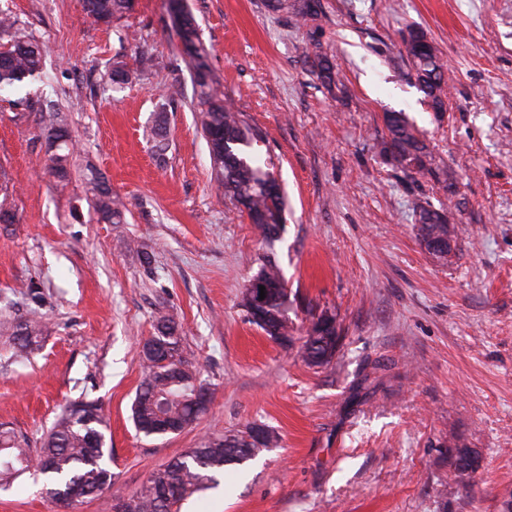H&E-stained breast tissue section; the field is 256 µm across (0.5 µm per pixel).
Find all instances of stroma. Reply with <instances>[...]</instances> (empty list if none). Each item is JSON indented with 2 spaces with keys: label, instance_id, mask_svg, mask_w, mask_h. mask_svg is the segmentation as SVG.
Listing matches in <instances>:
<instances>
[{
  "label": "stroma",
  "instance_id": "35a3bbf8",
  "mask_svg": "<svg viewBox=\"0 0 512 512\" xmlns=\"http://www.w3.org/2000/svg\"><path fill=\"white\" fill-rule=\"evenodd\" d=\"M303 2L274 12L266 0H185L216 88L260 129L252 154L285 190L269 243L211 173L169 0H135L108 25L80 0H0L46 47L41 78L0 94L15 213L0 224V318L34 311L46 326L23 356L0 335V423L36 448L68 402H100L112 485L81 512H112L199 439L249 425L272 430L276 447L226 466L181 512H504L512 496V0H319L302 22ZM412 28L447 64L445 112L416 84ZM319 56L331 82L314 71ZM118 60L129 80L116 87ZM50 102L75 145L62 182L46 172ZM388 112L418 130L432 173L397 164ZM93 171L123 199V223L90 209ZM425 202L447 212L452 263L417 236ZM265 255L288 287L286 344L241 304ZM324 315L336 320V355L310 366L300 348ZM163 316L179 324L211 402L181 434L147 438L131 406L141 345ZM464 448L478 460L466 481L452 473ZM0 512L55 507L25 475L0 489Z\"/></svg>",
  "mask_w": 512,
  "mask_h": 512
}]
</instances>
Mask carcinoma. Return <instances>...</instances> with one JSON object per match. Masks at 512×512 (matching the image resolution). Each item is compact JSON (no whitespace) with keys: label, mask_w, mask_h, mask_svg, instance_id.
Wrapping results in <instances>:
<instances>
[{"label":"carcinoma","mask_w":512,"mask_h":512,"mask_svg":"<svg viewBox=\"0 0 512 512\" xmlns=\"http://www.w3.org/2000/svg\"><path fill=\"white\" fill-rule=\"evenodd\" d=\"M184 16L179 35L194 60V83L198 99V122L207 140L212 169L224 186V197L236 203L240 212L259 225L264 238L274 240L285 222V197L274 176L251 157L246 148L262 138L261 131L248 125L241 114L224 102L214 87L213 79L203 64L206 50L198 25L185 9L183 0H174ZM85 15L95 23L108 24L125 17L133 8V0H82ZM0 91L15 89L41 73L44 47L22 33L17 20L0 12ZM422 33L411 30L404 44L419 89L432 106L445 109V70L437 48L419 53ZM390 134L394 156L405 170L418 173L432 171L434 157L402 112H389L384 118ZM41 124L51 151L48 173L60 180L68 176V165L74 154L66 117L54 105L42 110ZM92 206L100 218L111 224L123 220L124 203L112 194L106 181L94 173ZM417 235L448 236V217L429 204L416 206ZM252 280L265 287L263 321L255 322L274 340H288L292 326L288 320V289L276 262L263 258ZM42 335L40 321L32 317L12 326L11 336L23 350H32ZM322 344L303 341V359L312 366L330 363L336 355V326L325 329ZM144 377L136 390L131 411L136 431L145 437L166 435L160 415L192 426L201 411L192 402L197 376L185 356L178 323L164 317L155 326V336L147 340L141 351ZM106 422L99 402L87 398L71 402L45 435L42 445L33 449L23 433L0 424V488H6L23 474L33 470L51 480L52 503L78 512L85 500L93 498L112 485V472L106 467L108 452ZM251 428L202 438L196 447L175 457L154 471L143 488L127 498V512H180L182 502L192 495L217 484L216 476L224 467L249 460L278 442L268 433L263 447H252L247 441Z\"/></svg>","instance_id":"carcinoma-1"}]
</instances>
